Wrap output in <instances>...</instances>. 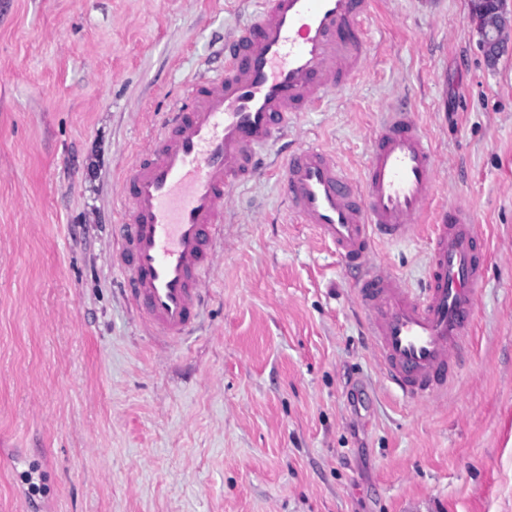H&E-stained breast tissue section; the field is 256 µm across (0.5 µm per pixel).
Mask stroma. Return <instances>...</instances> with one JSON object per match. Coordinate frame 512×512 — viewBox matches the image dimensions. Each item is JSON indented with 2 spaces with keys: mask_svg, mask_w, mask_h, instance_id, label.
Here are the masks:
<instances>
[{
  "mask_svg": "<svg viewBox=\"0 0 512 512\" xmlns=\"http://www.w3.org/2000/svg\"><path fill=\"white\" fill-rule=\"evenodd\" d=\"M369 65L283 148L351 173L406 105L489 247L471 346L416 403L385 378L357 271L273 168L231 191L203 312L151 336L113 259L120 187L257 0H0V512H512V50L471 0H376ZM374 258L424 284L429 227ZM472 11L480 35V45L489 64H493L509 46L511 15L498 0H474Z\"/></svg>",
  "mask_w": 512,
  "mask_h": 512,
  "instance_id": "1",
  "label": "stroma"
}]
</instances>
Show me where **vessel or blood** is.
Segmentation results:
<instances>
[{"label":"vessel or blood","mask_w":512,"mask_h":512,"mask_svg":"<svg viewBox=\"0 0 512 512\" xmlns=\"http://www.w3.org/2000/svg\"><path fill=\"white\" fill-rule=\"evenodd\" d=\"M373 0H259L257 18L224 46V64L188 83L120 193L119 258L147 326L176 340L194 327L233 187L261 151L367 64ZM289 213L361 271L358 301L388 381L414 400L441 395L473 326L487 248L463 204L432 210L433 150L412 112L389 109L367 163L352 175L309 143L279 171ZM431 221L427 282L416 291L373 259L377 241H408Z\"/></svg>","instance_id":"b4317fda"}]
</instances>
